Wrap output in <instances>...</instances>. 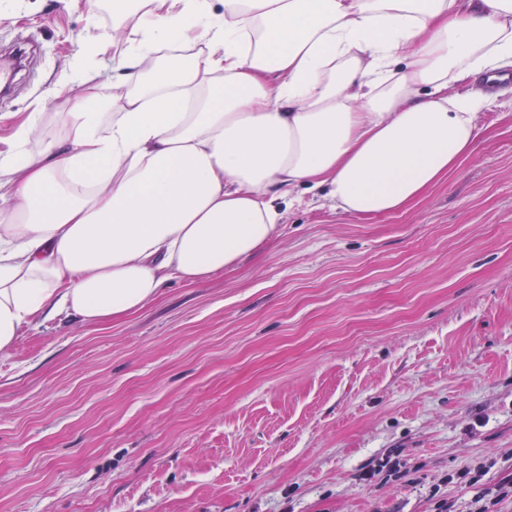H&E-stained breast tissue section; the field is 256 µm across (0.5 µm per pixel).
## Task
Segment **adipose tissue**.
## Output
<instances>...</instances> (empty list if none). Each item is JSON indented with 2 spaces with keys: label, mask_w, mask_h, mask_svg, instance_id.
<instances>
[{
  "label": "adipose tissue",
  "mask_w": 512,
  "mask_h": 512,
  "mask_svg": "<svg viewBox=\"0 0 512 512\" xmlns=\"http://www.w3.org/2000/svg\"><path fill=\"white\" fill-rule=\"evenodd\" d=\"M112 79L61 140L0 150V354L25 326L132 315L283 233L295 188L363 220L460 167L512 65V0H113Z\"/></svg>",
  "instance_id": "ef3b65f1"
}]
</instances>
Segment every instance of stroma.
I'll use <instances>...</instances> for the list:
<instances>
[{
    "label": "stroma",
    "instance_id": "1",
    "mask_svg": "<svg viewBox=\"0 0 512 512\" xmlns=\"http://www.w3.org/2000/svg\"><path fill=\"white\" fill-rule=\"evenodd\" d=\"M112 0H0V137L49 134ZM470 157L364 221L322 194L209 280L100 326L34 323L0 355V512H470L512 471V93Z\"/></svg>",
    "mask_w": 512,
    "mask_h": 512
}]
</instances>
